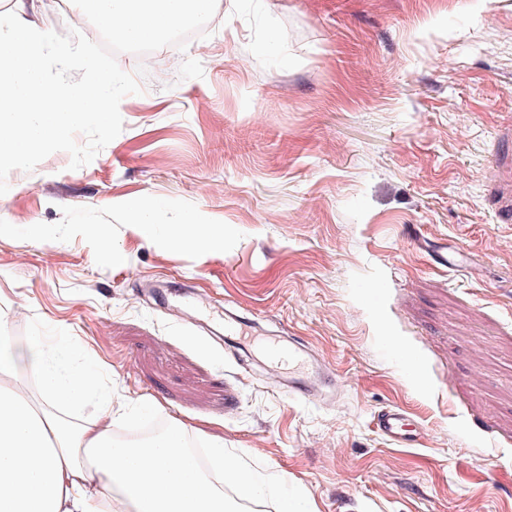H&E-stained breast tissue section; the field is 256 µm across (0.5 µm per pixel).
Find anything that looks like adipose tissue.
<instances>
[{"instance_id":"ef3b65f1","label":"adipose tissue","mask_w":512,"mask_h":512,"mask_svg":"<svg viewBox=\"0 0 512 512\" xmlns=\"http://www.w3.org/2000/svg\"><path fill=\"white\" fill-rule=\"evenodd\" d=\"M0 24V164L24 161L32 152L65 136L88 117L105 119L104 88L111 75L76 63L70 75L48 84L45 70L49 33L37 19V0H14ZM212 0H79L78 17L102 22L113 38L153 45L164 34L208 11ZM130 224L149 241L176 247L214 245L224 227L195 217L163 227L138 203L126 207ZM105 366L83 355L69 338L31 336L22 345L0 336V512H237L224 495L232 486L237 501L261 498L268 485L224 450L222 439L208 447L220 480L199 467L187 445L188 428L176 422L150 441L118 439L133 412L159 413L153 398L131 404L113 396ZM36 378L37 390L27 386ZM91 406L81 422L67 409Z\"/></svg>"}]
</instances>
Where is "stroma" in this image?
I'll return each mask as SVG.
<instances>
[{"instance_id":"obj_1","label":"stroma","mask_w":512,"mask_h":512,"mask_svg":"<svg viewBox=\"0 0 512 512\" xmlns=\"http://www.w3.org/2000/svg\"><path fill=\"white\" fill-rule=\"evenodd\" d=\"M39 7L55 41L108 57ZM206 35L130 61L109 118L0 169V313L74 337L113 393L220 437L311 512H512V0H214ZM224 227L150 242L126 206ZM42 228V237L30 225ZM100 224L106 237L85 233ZM446 247L468 265H436ZM311 343L329 405L267 385L182 303ZM424 424L397 448L374 416Z\"/></svg>"}]
</instances>
